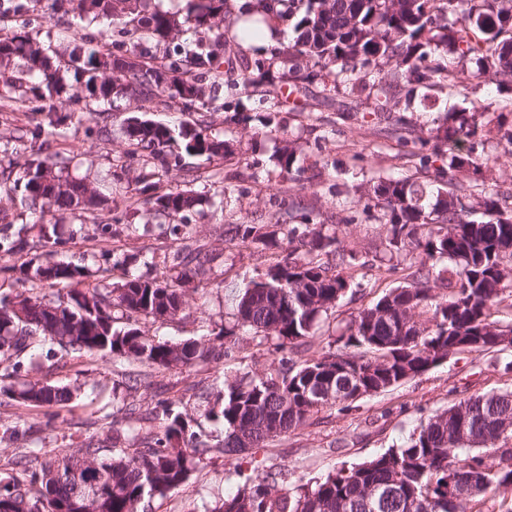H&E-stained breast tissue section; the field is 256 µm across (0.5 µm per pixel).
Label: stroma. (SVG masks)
I'll return each instance as SVG.
<instances>
[{"label":"stroma","mask_w":512,"mask_h":512,"mask_svg":"<svg viewBox=\"0 0 512 512\" xmlns=\"http://www.w3.org/2000/svg\"><path fill=\"white\" fill-rule=\"evenodd\" d=\"M21 13L9 15L16 30L48 47L50 57L65 55L70 36L78 30L97 26L107 28V21L89 23L78 14L45 18L35 0H22ZM323 95L313 90L300 104L284 101L278 119L281 130L264 133L259 123L273 104L272 99L252 98L246 104L245 119L227 123L225 106L235 103L233 89H225L219 102L209 112H183L163 108L154 101L142 102L138 111L144 119L176 125L206 122L214 136L228 140L234 147L223 159L202 162V175L185 184L183 172L170 167L163 185L168 189L191 186L203 199L202 206L188 215L193 227V241L206 245L214 260L207 281H187L182 312L169 321L142 318L137 322L144 336L154 339L206 341L221 328L232 326L235 317L227 301L223 282L245 286L265 272L276 259L272 250L244 247L218 236L221 224L240 222L264 223L271 214L299 205L302 212L331 215L342 246L357 253L361 264L352 270L353 286L346 297L324 316L312 345L300 346L294 356L302 363L327 347L330 336L339 334L360 308L377 300L388 289L400 284L405 258L395 257L397 272L386 274L378 269L380 257L386 256V229L380 221L381 211L368 197L371 180L380 177L416 175L430 178L432 169L421 166L413 144H405L384 132L388 117L371 116L367 91L356 90L338 95L340 109L322 106ZM466 109L476 111L483 128L479 153L487 160L485 186L501 192L512 191V163L503 156L512 149L505 133L512 129V100L498 94L494 85L478 83L468 95L446 96L431 93L428 101H412L408 116L418 135L428 136L445 112ZM94 115L82 123L68 122L51 143L52 150L67 152L72 176L91 183L99 182L115 159L127 148L123 121L128 117L125 100L95 104ZM38 115L15 112L9 122H0V166L11 169V179L0 178V213L14 220L34 221L28 201L12 190L14 177L20 176L33 154L28 143L16 137L22 126H34ZM107 124L108 136L98 133ZM293 142L303 158L309 180L289 182L287 193L270 187L277 178L274 158L284 142ZM115 202L107 201L90 213L64 214L57 229L67 245L55 255L41 246L29 253L14 256L20 264L34 258L69 261L85 257L90 269L106 266L107 260L93 250L98 227L111 225L113 246L125 253L130 269H137V258L144 249L155 252L151 275L169 278L173 271L164 255L177 245L169 224L149 208H142L137 223H114ZM240 347L234 357L220 363H201L186 371H154L142 381L138 395L144 402L159 398L191 396L214 378L234 381L242 374L262 378L279 370L278 353L269 343L253 339L251 332L240 331ZM512 360V348L502 353H462L451 356L424 374L384 392L352 402L349 408L328 407L314 415L303 427L271 441L268 447L256 448L239 456L212 455L203 460L193 476L175 492L164 497L145 499L143 512H205L218 497L236 492L245 480L260 481L275 473L280 485L292 486L316 481L341 463L361 462L385 452L406 440L421 421L441 413L460 399L478 393L512 390V372L504 364ZM126 365L97 356L67 359L39 355L27 371L11 378L21 386L34 380L50 381L76 389L77 396L58 408L55 416L41 423L37 433L39 445L48 456L75 449L84 438L95 435L94 420L111 411L124 394L118 388Z\"/></svg>","instance_id":"1"}]
</instances>
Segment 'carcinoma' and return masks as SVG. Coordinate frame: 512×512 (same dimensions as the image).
Here are the masks:
<instances>
[{"label":"carcinoma","mask_w":512,"mask_h":512,"mask_svg":"<svg viewBox=\"0 0 512 512\" xmlns=\"http://www.w3.org/2000/svg\"><path fill=\"white\" fill-rule=\"evenodd\" d=\"M150 0H47L49 16L65 3L83 17H123L112 31V48L85 36H74L67 58L54 65L44 48L30 37L0 33V62L7 72L0 83L19 92L3 99L0 112L20 110L46 114L18 139L37 147L14 187L41 214L89 211L98 193L67 174L69 157L49 152L51 138L66 120L82 122L83 112H67L60 99L63 73H71L90 102L127 99L129 108L155 99L184 112H207L211 90L228 82L248 98L268 93L306 97L309 88L340 93L362 84L373 96L371 114L398 107V94L418 90L462 95L473 79L509 89L512 77V0H253L250 12L268 29L293 25L288 47L269 55L239 54L242 41L261 37L258 30H233L226 0H186L183 20L150 8ZM195 35V49L170 48L181 24ZM475 61L477 69H451L448 52ZM476 112L449 113L431 131L433 155L448 157L429 179L378 178L372 199L382 209L389 251L409 258L410 273L399 285L361 309L328 349L302 365L290 354L315 337L329 310L348 293L344 270L359 263L344 249L329 225L310 216L289 224L292 214L273 216L270 224H237L234 237L283 254L245 287H232L229 297L237 323L272 343L281 354L276 376H243L222 387L193 394L197 408L214 424L194 426L187 403L159 398L150 411L159 425L149 429L135 417L136 405L124 413L99 417L104 437H89L73 452L47 459L33 439L34 425L0 424V438H24L28 446L0 458V512H140L145 497L165 496L181 487L205 456L245 454L304 425L325 407L353 402L412 380L450 355L498 352L512 346V322L494 318L512 299V208L501 205L498 191L479 193L484 162L478 155ZM127 159L141 165L135 186L124 181L126 164L115 165L112 193L124 202L117 224L135 223L138 204L152 203L155 213L181 222L175 239L190 238L185 213L202 200L190 191L160 190L157 171L174 165L192 180L199 167L183 155L222 157L229 142L199 128L178 135L161 124L133 115L127 118ZM394 133L414 140L415 129L404 118ZM422 146L428 141L416 139ZM431 155V156H433ZM431 156H422L429 164ZM279 177L292 180L303 172L294 150L276 158ZM465 171L462 182L457 173ZM38 244L65 245L57 222L39 224ZM31 248L26 225L0 219V254L12 256ZM174 279L126 273L109 282L110 269L99 268L100 280L87 282L85 258L47 265H0V273L20 274L21 292H0V352L7 372H21L33 360L40 336L54 340L64 354L98 355L146 369L191 368L200 361H220L238 348V337L219 331L211 341L149 339L136 322L119 326L113 310L130 316L172 319L183 309L182 284L208 272L214 260L203 245L188 244L169 255ZM442 268H437V265ZM55 289L53 295L40 292ZM429 309L426 322L420 310ZM3 393L21 405L39 408L44 416L72 399L66 386L29 382ZM489 456L498 464L486 463ZM512 391L472 395L419 424L397 448L360 463L343 465L323 479L292 488L276 478L244 485L215 502L207 512H473L492 501L491 512H512Z\"/></svg>","instance_id":"carcinoma-1"}]
</instances>
